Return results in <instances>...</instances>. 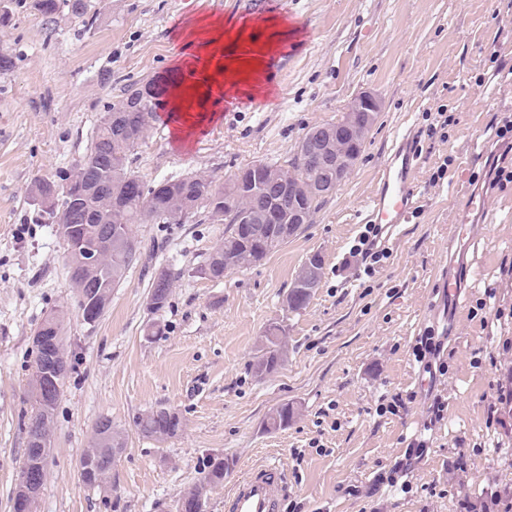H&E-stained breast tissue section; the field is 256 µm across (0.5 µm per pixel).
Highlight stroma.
<instances>
[{
  "label": "stroma",
  "instance_id": "obj_1",
  "mask_svg": "<svg viewBox=\"0 0 512 512\" xmlns=\"http://www.w3.org/2000/svg\"><path fill=\"white\" fill-rule=\"evenodd\" d=\"M205 0L214 15L287 16L305 30L299 47L274 54L271 103L224 102L223 115L178 151L153 121L132 154L145 185L171 177L225 181L255 161L287 165L313 127L336 121L364 92L382 106L361 156L310 223L278 251L216 281L205 275L225 227L205 214L181 224H135L138 250L95 323L82 319L69 286L67 247L36 221L31 188L69 167L91 145L108 106L135 82L167 74L174 25L193 0H85L93 27L61 7L0 0V512H13L32 414L31 338L63 311L67 374L51 428L47 479L34 512H176L208 458L231 477L279 459L290 493L282 512H459L470 498L512 489V406L490 416L512 377V166L497 136L512 120V0ZM445 112L442 135L425 133ZM419 130L418 203L372 276L350 254L364 230L373 178L398 129ZM445 176L433 181L437 168ZM484 190L491 222L474 227V271L441 350L448 371L429 381L414 348L433 323L435 278L462 217L458 185ZM320 254L323 273L305 309L283 303L301 264ZM170 270L166 308H147L155 274ZM495 293V306L486 303ZM286 319L288 355L265 379L250 365L270 323ZM160 321L163 335H147ZM448 404L431 421L434 399ZM298 408L286 429L267 415ZM179 412V435L159 443L134 421ZM125 435L104 486L87 487L79 459L101 418ZM427 450L408 470L395 464L412 435ZM297 414V408H294V406H290L287 403L282 404L269 413L266 421L264 422V427L266 431H277L285 428Z\"/></svg>",
  "mask_w": 512,
  "mask_h": 512
}]
</instances>
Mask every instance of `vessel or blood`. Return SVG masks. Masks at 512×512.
<instances>
[{
  "mask_svg": "<svg viewBox=\"0 0 512 512\" xmlns=\"http://www.w3.org/2000/svg\"><path fill=\"white\" fill-rule=\"evenodd\" d=\"M418 136L408 128L397 133L377 176V188L369 201L365 223L382 227V244L393 242L400 225L408 223L417 194ZM472 226L461 221L448 239V259L436 277L435 321L451 328L462 302L470 272ZM287 490V475L276 459L250 469L234 481L224 497V512H281Z\"/></svg>",
  "mask_w": 512,
  "mask_h": 512,
  "instance_id": "b4317fda",
  "label": "vessel or blood"
}]
</instances>
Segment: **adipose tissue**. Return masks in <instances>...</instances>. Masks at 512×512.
<instances>
[{"label": "adipose tissue", "instance_id": "adipose-tissue-1", "mask_svg": "<svg viewBox=\"0 0 512 512\" xmlns=\"http://www.w3.org/2000/svg\"><path fill=\"white\" fill-rule=\"evenodd\" d=\"M265 24L272 28L273 35L262 46L251 43L254 24L247 19L237 23L199 9L175 25L173 38L181 51L174 68L194 70L196 78L171 84L167 90L174 143L184 144L190 134L205 132L219 118L222 101L270 99L272 54L287 41L299 40L301 29L282 16L268 18ZM198 44L205 48V56H190V48Z\"/></svg>", "mask_w": 512, "mask_h": 512}]
</instances>
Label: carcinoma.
Returning a JSON list of instances; mask_svg holds the SVG:
<instances>
[{
    "mask_svg": "<svg viewBox=\"0 0 512 512\" xmlns=\"http://www.w3.org/2000/svg\"><path fill=\"white\" fill-rule=\"evenodd\" d=\"M147 85L156 90V97L142 102L140 88L128 90L110 106L117 119L110 124L100 122L87 152L70 167L36 180L33 186V192L43 199L40 217L44 223L86 222L112 228V252L101 253L96 264L82 269L81 278L70 279V287L81 288L98 301L111 295L136 256L130 225L148 222L154 214L166 223L170 216L184 219L201 210L212 221L226 224L224 244L210 255L205 270L210 278L219 280L224 272L256 264L286 244L282 229L294 223V210L300 209L302 223H309L325 200L317 194L319 184L336 180V171L318 169L304 160L297 144L286 167L265 162L254 172H235L221 185L186 176L145 187L130 166V156L165 105L166 80L152 79ZM371 128L366 113H356L353 136L331 142V155L358 161ZM299 282L300 277H295L286 296L288 314L303 310L311 297L302 293ZM287 353L284 325L277 321L269 324L260 336L251 373L258 380L266 378L278 370ZM297 414L294 406L282 404L269 413L264 427L268 431L285 428ZM136 426L143 436L165 442L176 436L182 419L176 411L163 407L139 415ZM124 447L123 433L109 423L95 431L81 454L80 466L90 468L89 479L101 485ZM229 468L222 458L209 459L201 480L186 495L206 507L207 488L221 484Z\"/></svg>",
    "mask_w": 512,
    "mask_h": 512,
    "instance_id": "1",
    "label": "carcinoma"
}]
</instances>
